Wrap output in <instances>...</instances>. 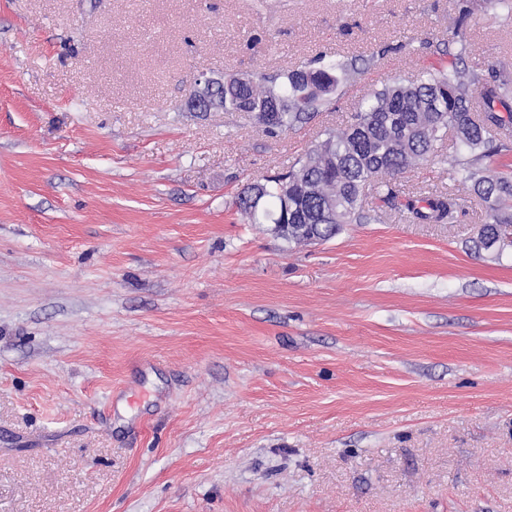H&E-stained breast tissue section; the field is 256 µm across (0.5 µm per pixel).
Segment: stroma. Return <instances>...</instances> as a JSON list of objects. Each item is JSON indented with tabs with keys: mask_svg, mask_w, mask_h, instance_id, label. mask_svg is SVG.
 Masks as SVG:
<instances>
[{
	"mask_svg": "<svg viewBox=\"0 0 512 512\" xmlns=\"http://www.w3.org/2000/svg\"><path fill=\"white\" fill-rule=\"evenodd\" d=\"M473 2L0 0V512H512V228L475 254L462 188L299 247L236 205L457 24L512 68ZM339 52L375 62L293 129L187 108ZM458 198L453 191L448 194L426 196L417 200H408L404 207L422 224H453L457 218ZM419 202L426 206L419 207Z\"/></svg>",
	"mask_w": 512,
	"mask_h": 512,
	"instance_id": "1",
	"label": "stroma"
}]
</instances>
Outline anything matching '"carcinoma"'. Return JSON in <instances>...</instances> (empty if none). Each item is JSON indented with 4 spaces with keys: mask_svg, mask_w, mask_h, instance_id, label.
Segmentation results:
<instances>
[{
    "mask_svg": "<svg viewBox=\"0 0 512 512\" xmlns=\"http://www.w3.org/2000/svg\"><path fill=\"white\" fill-rule=\"evenodd\" d=\"M470 43L460 29L453 33L442 58L415 79L398 76L363 99L352 123L330 130L326 138L298 158L288 170V227L270 228L297 245L327 241L345 224L379 221L365 207V188L379 200L397 206V193L381 174L394 175L418 165L448 132L457 138V157L448 169V184L470 186L487 209L473 247L493 254V238L512 224V72L495 63L478 71L464 65ZM368 58H317L272 77L249 82L229 79L208 100L191 96L189 109L225 112H269L265 131L276 134L332 110L339 91L357 81ZM409 200L404 207L422 224H453L458 198L452 191ZM237 205L250 224L282 214L279 177L252 184Z\"/></svg>",
    "mask_w": 512,
    "mask_h": 512,
    "instance_id": "carcinoma-1",
    "label": "carcinoma"
}]
</instances>
